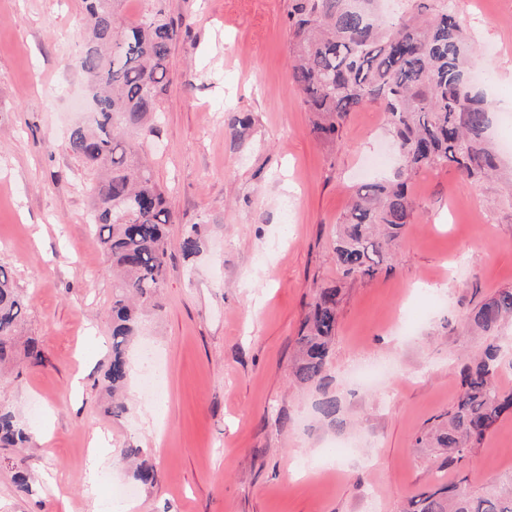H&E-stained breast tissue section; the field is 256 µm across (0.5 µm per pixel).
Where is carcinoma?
Wrapping results in <instances>:
<instances>
[{"label": "carcinoma", "mask_w": 512, "mask_h": 512, "mask_svg": "<svg viewBox=\"0 0 512 512\" xmlns=\"http://www.w3.org/2000/svg\"><path fill=\"white\" fill-rule=\"evenodd\" d=\"M135 20L123 13L126 0H84L87 31L75 67L89 81L93 120L72 130L68 146L88 171L99 174L89 214L96 241L112 263V307L108 322L112 354L103 389L112 395L109 413L121 416L117 398L130 374L127 348L145 309L154 305L166 271L165 191L138 161L167 93L169 56L179 28L166 0H146ZM380 0H290L291 77L307 111L312 135L328 143L341 139L352 112L369 102L383 106L403 166L393 177L363 184L347 215L337 224L334 258L345 276L372 277L377 256L399 239L414 207L408 191L411 172L423 165L453 163L467 178L499 171L500 158L486 136L489 107L467 75L472 36L448 0H408L396 22L378 15ZM196 227L184 233L185 255L199 252ZM339 289L321 290L297 339L300 359L294 375L302 384L325 387L330 344L336 333ZM29 298L0 266V366L11 363ZM485 340L480 357L462 370V392L446 417L416 444L440 448L438 468L454 470L478 447L501 417L512 410V391L493 382L502 360V326L512 321V288L497 291L471 316ZM29 364L45 362L35 338L23 346ZM323 418L336 422L339 399L318 402ZM35 437L12 410L0 405V448H24ZM16 492L29 494L33 464L22 459L11 477ZM406 512H512V487L488 483L472 494L455 483L431 486L408 502Z\"/></svg>", "instance_id": "cac0c4a2"}]
</instances>
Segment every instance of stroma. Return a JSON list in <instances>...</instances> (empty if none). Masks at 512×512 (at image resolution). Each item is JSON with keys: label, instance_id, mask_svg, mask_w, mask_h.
I'll return each mask as SVG.
<instances>
[{"label": "stroma", "instance_id": "35a3bbf8", "mask_svg": "<svg viewBox=\"0 0 512 512\" xmlns=\"http://www.w3.org/2000/svg\"><path fill=\"white\" fill-rule=\"evenodd\" d=\"M469 27L490 111L512 143V0H453ZM180 23L150 163L171 213L166 274L129 349L126 410L98 385L111 353L110 264L87 219L94 176L68 150L91 98L74 62L82 0H0V265L29 298L21 337L44 365L0 377V402L37 430L30 496L0 449V512H402L433 483L436 451L415 443L448 411L476 351L468 317L512 288V180H471L455 164L412 176L411 224L371 278L344 277L336 225L392 150L386 114L350 113L339 143L316 140L291 81L288 0H167ZM247 118L239 126L238 118ZM202 246L184 257L183 232ZM340 290L325 390L299 384L295 342L320 289ZM161 362L142 393L144 348ZM339 398L341 426L315 409ZM111 439L97 495L84 474L94 432ZM360 452L337 459L336 443ZM140 448V484L120 459ZM512 475V415L445 481L469 491Z\"/></svg>", "mask_w": 512, "mask_h": 512}]
</instances>
